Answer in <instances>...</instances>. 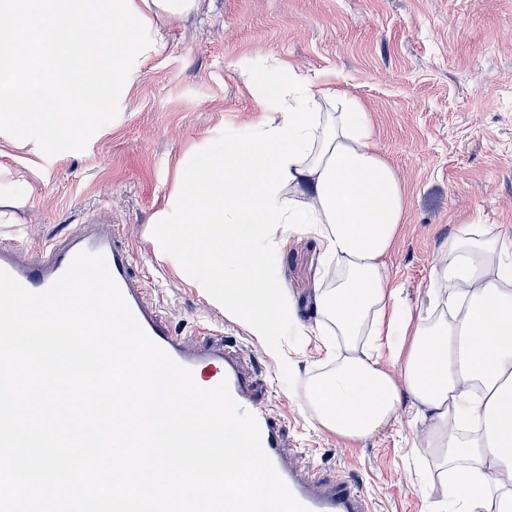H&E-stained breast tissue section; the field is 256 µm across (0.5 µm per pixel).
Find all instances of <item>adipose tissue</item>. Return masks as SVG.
I'll return each mask as SVG.
<instances>
[{
  "label": "adipose tissue",
  "instance_id": "1",
  "mask_svg": "<svg viewBox=\"0 0 512 512\" xmlns=\"http://www.w3.org/2000/svg\"><path fill=\"white\" fill-rule=\"evenodd\" d=\"M198 4L0 0V134L37 125L67 135L135 79L123 59L136 46L118 25L151 29ZM88 28L114 47L110 62L85 52ZM245 87L266 118L175 190L192 245L161 224L156 250L268 345L296 321L292 296L271 277L273 260L291 240L318 238L334 268L316 293L317 326L337 342L325 349L324 369L302 383L306 408L357 441L396 419L409 395L449 478L447 501L431 512H512V235L457 225L430 272L435 306L412 316L386 274L404 190L376 151L366 110L335 90H312L289 69ZM393 336L400 343L382 359ZM391 362L401 363V378Z\"/></svg>",
  "mask_w": 512,
  "mask_h": 512
}]
</instances>
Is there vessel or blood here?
Wrapping results in <instances>:
<instances>
[{"mask_svg": "<svg viewBox=\"0 0 512 512\" xmlns=\"http://www.w3.org/2000/svg\"><path fill=\"white\" fill-rule=\"evenodd\" d=\"M82 251L104 255L109 272L136 320L155 344L191 370L195 382L207 388L227 382L235 401L255 416L261 446L277 473L309 512H367L364 497L353 485L308 478L289 464L283 448L284 420L257 395L256 376L244 366L242 350L218 337L187 345L149 301L143 281L133 272L132 244L111 219L87 217L83 223L72 225L67 233L50 240L32 259L24 257L22 243L0 240V269L37 293L48 288Z\"/></svg>", "mask_w": 512, "mask_h": 512, "instance_id": "obj_1", "label": "vessel or blood"}]
</instances>
